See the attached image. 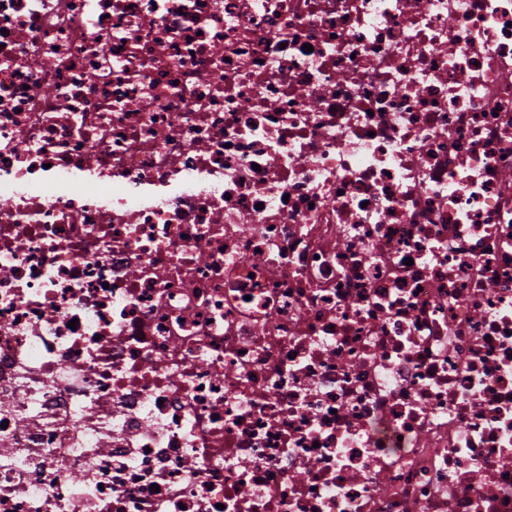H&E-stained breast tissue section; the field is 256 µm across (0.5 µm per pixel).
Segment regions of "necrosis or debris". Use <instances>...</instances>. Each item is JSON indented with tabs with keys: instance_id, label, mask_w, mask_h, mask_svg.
Returning a JSON list of instances; mask_svg holds the SVG:
<instances>
[{
	"instance_id": "1",
	"label": "necrosis or debris",
	"mask_w": 512,
	"mask_h": 512,
	"mask_svg": "<svg viewBox=\"0 0 512 512\" xmlns=\"http://www.w3.org/2000/svg\"><path fill=\"white\" fill-rule=\"evenodd\" d=\"M512 0H0V512H512Z\"/></svg>"
}]
</instances>
